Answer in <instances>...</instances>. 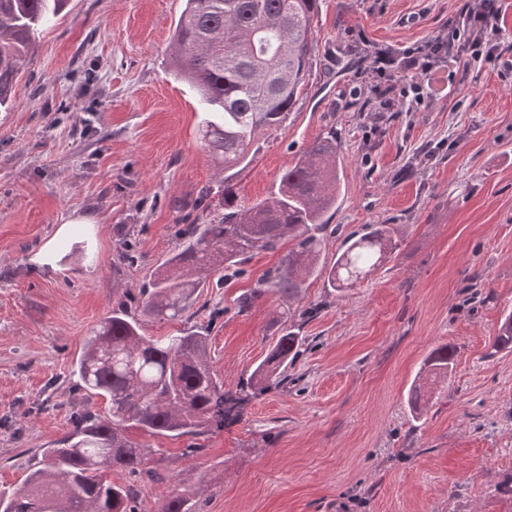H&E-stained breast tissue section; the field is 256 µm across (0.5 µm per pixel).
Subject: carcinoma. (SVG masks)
Returning <instances> with one entry per match:
<instances>
[{
    "mask_svg": "<svg viewBox=\"0 0 512 512\" xmlns=\"http://www.w3.org/2000/svg\"><path fill=\"white\" fill-rule=\"evenodd\" d=\"M67 0H0V109L13 101L38 30L58 15ZM320 0H184L173 36L168 70L197 92L203 139L214 160L228 172L249 157L255 132L282 123L298 101L312 68L313 21ZM336 134L316 140L282 172L278 193L263 202L236 203L230 176L224 177V215L209 224H191L171 256L155 272L141 313L120 299L75 363L86 395L109 405L108 416L75 415L62 448L44 451L42 465L7 494L0 512H137L130 486L103 480L98 472L118 468L146 473V446L129 436L179 438L236 416L241 402L288 379V366L303 337L281 330L269 354L240 382L224 390L211 369L208 337L197 330L172 336H146L142 317L180 318L204 287V273L230 268L243 256L295 240L281 267L240 301L249 308L267 288L290 298L322 273L321 234L338 194ZM393 230L368 224L350 240L331 266L327 284L366 278L396 251ZM493 352L512 351V309L503 313ZM454 351L434 348L412 384L409 404L419 414L428 402L424 389L444 384L453 370ZM157 512H193L188 499L171 492L159 498Z\"/></svg>",
    "mask_w": 512,
    "mask_h": 512,
    "instance_id": "carcinoma-1",
    "label": "carcinoma"
}]
</instances>
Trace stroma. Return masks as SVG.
<instances>
[{
    "instance_id": "1",
    "label": "stroma",
    "mask_w": 512,
    "mask_h": 512,
    "mask_svg": "<svg viewBox=\"0 0 512 512\" xmlns=\"http://www.w3.org/2000/svg\"><path fill=\"white\" fill-rule=\"evenodd\" d=\"M463 0H322L303 95L258 130L232 179L239 204L275 196L280 174L335 132L340 196L323 232L335 261L366 225L398 247L341 291L240 299L291 244L211 277L178 320L208 336L236 389L283 324L305 342L288 380L194 437H150L138 512L176 492L202 512H512V352L490 355L512 308V75L434 74L432 103L375 115L356 92L360 42L405 48L447 28ZM183 0H68L41 28L11 107L0 110V492L20 485L86 399L74 372L118 298L138 309L178 233L223 213L224 174L204 147L195 91L167 70ZM454 369L426 411L408 389L439 345Z\"/></svg>"
}]
</instances>
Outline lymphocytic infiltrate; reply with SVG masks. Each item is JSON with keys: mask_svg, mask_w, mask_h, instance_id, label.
<instances>
[{"mask_svg": "<svg viewBox=\"0 0 512 512\" xmlns=\"http://www.w3.org/2000/svg\"><path fill=\"white\" fill-rule=\"evenodd\" d=\"M501 12V0H466L447 35L367 56L365 67L357 72L360 89L371 94L375 111H391L397 103L417 111L429 97L425 86L432 71L442 63H498L503 54L497 39Z\"/></svg>", "mask_w": 512, "mask_h": 512, "instance_id": "f902f5d3", "label": "lymphocytic infiltrate"}]
</instances>
